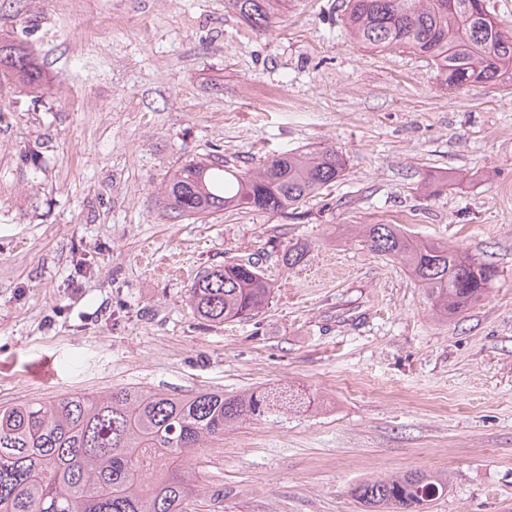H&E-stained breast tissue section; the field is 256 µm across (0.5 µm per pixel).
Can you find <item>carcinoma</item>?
I'll return each mask as SVG.
<instances>
[{
  "label": "carcinoma",
  "instance_id": "obj_1",
  "mask_svg": "<svg viewBox=\"0 0 512 512\" xmlns=\"http://www.w3.org/2000/svg\"><path fill=\"white\" fill-rule=\"evenodd\" d=\"M283 0H227L252 27L267 31ZM345 0L343 23L371 49L406 48L428 58L448 86L512 81V29L486 0ZM0 76L37 95L42 75L21 44L0 37ZM335 151L278 154L245 173L212 156L178 167L167 208L192 219L224 209L282 213L344 176ZM363 249L406 264L445 317L479 301L497 271L449 246L415 241L399 224H365ZM271 288L255 261L208 268L189 289L199 319L224 323L257 316ZM297 402L286 389L191 397L119 388L71 394L0 409V512H179L194 485L190 453L205 438ZM448 490V478L411 471L352 490L368 512H424Z\"/></svg>",
  "mask_w": 512,
  "mask_h": 512
}]
</instances>
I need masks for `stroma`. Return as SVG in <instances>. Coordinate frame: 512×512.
Returning a JSON list of instances; mask_svg holds the SVG:
<instances>
[{
	"label": "stroma",
	"mask_w": 512,
	"mask_h": 512,
	"mask_svg": "<svg viewBox=\"0 0 512 512\" xmlns=\"http://www.w3.org/2000/svg\"><path fill=\"white\" fill-rule=\"evenodd\" d=\"M341 4L288 0L265 33L224 0L0 5L47 85L35 102L0 81V408L285 387L308 406L195 451L183 512H364L355 486L415 470L448 478L427 512H512V82L449 89L408 50L354 41ZM323 148L345 174L296 209L163 212L186 161ZM378 223L498 277L437 318L399 260L346 234ZM247 258L268 307L198 319L196 275Z\"/></svg>",
	"instance_id": "obj_1"
}]
</instances>
